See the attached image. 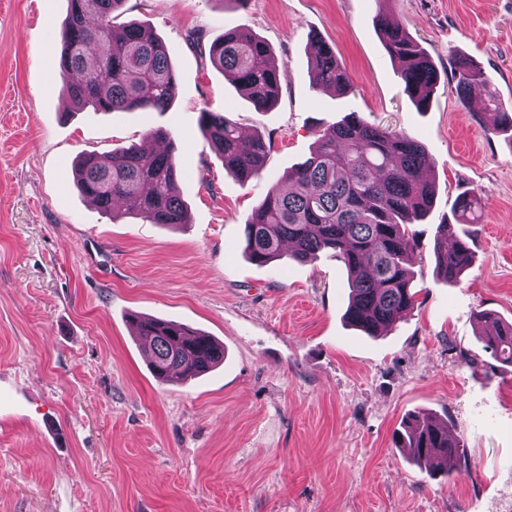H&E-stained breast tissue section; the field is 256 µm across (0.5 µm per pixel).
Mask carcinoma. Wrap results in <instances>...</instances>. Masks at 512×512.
I'll return each instance as SVG.
<instances>
[{"label":"carcinoma","mask_w":512,"mask_h":512,"mask_svg":"<svg viewBox=\"0 0 512 512\" xmlns=\"http://www.w3.org/2000/svg\"><path fill=\"white\" fill-rule=\"evenodd\" d=\"M58 72L73 104L96 112H163L178 88L176 72L164 43L134 23L116 19L125 0H68ZM381 39L400 67V78L416 106L424 110L440 81L429 54L401 25L378 17ZM210 64L229 74L257 109L273 107L287 74L272 59L270 46L240 29L208 49ZM319 89L343 94L350 78L331 45L317 42L311 65ZM460 99L483 83L481 70L468 57L454 58ZM494 103L496 129L512 132V113ZM200 126L224 161V170L247 181L264 169L270 143L259 134L242 142V127L223 112L200 113ZM426 164L421 143L405 133L373 125L351 112L317 135L311 155L288 174V186L273 184L244 224L245 252L257 265L275 262L283 247L308 261L331 250L349 276L347 322L375 336L390 330L416 304L410 267L416 244L408 225L421 223L433 206L434 182L420 177ZM80 192L105 213L118 199L125 211L151 224L186 223L173 152H148L133 145L102 158L85 153L75 164ZM482 200L461 192L453 220L438 225L440 275L455 286L471 268L473 255L460 235L461 225L476 224ZM487 348L501 363L512 365V322L492 311L479 314ZM131 325L149 356L155 378L198 377L224 361V347L213 338L171 320L142 314ZM396 447L417 463L464 455L448 424L413 416L398 431Z\"/></svg>","instance_id":"1"}]
</instances>
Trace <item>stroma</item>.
Masks as SVG:
<instances>
[{
    "mask_svg": "<svg viewBox=\"0 0 512 512\" xmlns=\"http://www.w3.org/2000/svg\"><path fill=\"white\" fill-rule=\"evenodd\" d=\"M122 18L166 44L178 91L163 112L77 110L55 69L68 0H0V512H512V366L478 315L512 321V139L486 89L512 109V0H126ZM386 14L434 60L425 110L377 28ZM238 27L265 40L287 79L258 110L185 40ZM352 89L311 80L315 40ZM485 86L455 94L451 61ZM228 112L271 148L259 178L225 171L203 111ZM355 112L418 139L437 195L412 225L415 307L387 334L348 324L333 252L259 266L244 224L268 187ZM169 132L185 224L101 212L75 182L84 152L110 155ZM481 193L472 267L451 287L437 227ZM212 336L224 361L159 381L131 313ZM447 421L464 459L414 464L393 444L408 415ZM454 72L456 76V91L461 100H465L475 85L483 83L481 70L464 55L454 58Z\"/></svg>",
    "mask_w": 512,
    "mask_h": 512,
    "instance_id": "obj_1",
    "label": "stroma"
}]
</instances>
